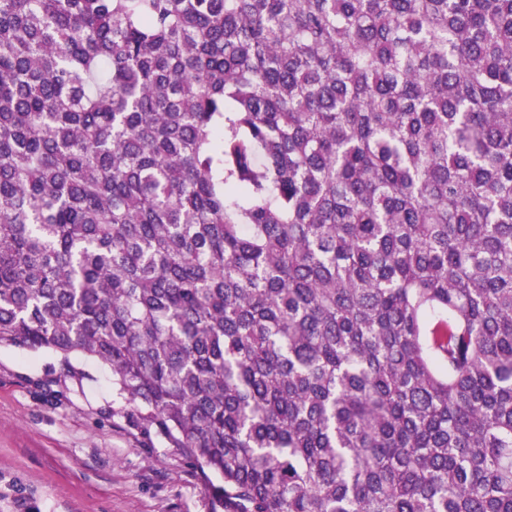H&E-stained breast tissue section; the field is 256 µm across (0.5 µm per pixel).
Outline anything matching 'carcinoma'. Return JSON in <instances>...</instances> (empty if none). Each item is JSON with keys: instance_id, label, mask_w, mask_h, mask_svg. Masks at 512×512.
I'll return each instance as SVG.
<instances>
[{"instance_id": "obj_1", "label": "carcinoma", "mask_w": 512, "mask_h": 512, "mask_svg": "<svg viewBox=\"0 0 512 512\" xmlns=\"http://www.w3.org/2000/svg\"><path fill=\"white\" fill-rule=\"evenodd\" d=\"M0 346L224 512H512V0H0Z\"/></svg>"}]
</instances>
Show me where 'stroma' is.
Instances as JSON below:
<instances>
[{"label":"stroma","instance_id":"35a3bbf8","mask_svg":"<svg viewBox=\"0 0 512 512\" xmlns=\"http://www.w3.org/2000/svg\"><path fill=\"white\" fill-rule=\"evenodd\" d=\"M0 347V512H224L182 453L130 428L112 372Z\"/></svg>","mask_w":512,"mask_h":512}]
</instances>
